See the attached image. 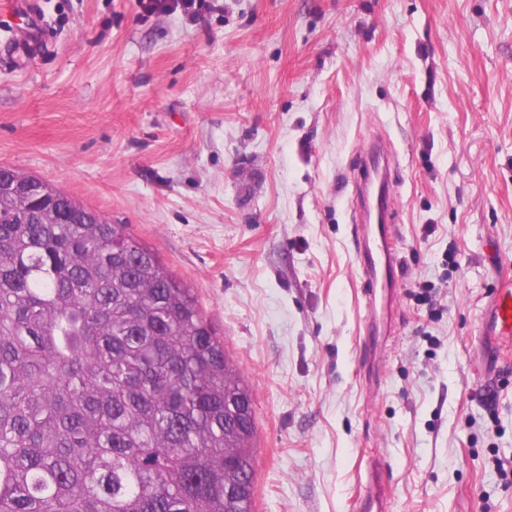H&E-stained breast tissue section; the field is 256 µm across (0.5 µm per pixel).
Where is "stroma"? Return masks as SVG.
Wrapping results in <instances>:
<instances>
[{"label": "stroma", "instance_id": "stroma-1", "mask_svg": "<svg viewBox=\"0 0 512 512\" xmlns=\"http://www.w3.org/2000/svg\"><path fill=\"white\" fill-rule=\"evenodd\" d=\"M0 0V166L157 253L253 393L254 512H512V0ZM388 148L394 317L375 335L352 199ZM491 318L495 330L499 327L501 338L512 342V281L499 287L495 292L491 309ZM368 490L361 499L360 510L366 512H385L387 509V489L381 483L375 471L369 469Z\"/></svg>", "mask_w": 512, "mask_h": 512}]
</instances>
